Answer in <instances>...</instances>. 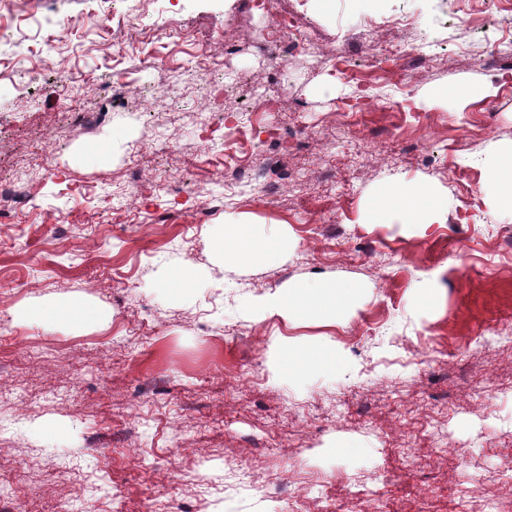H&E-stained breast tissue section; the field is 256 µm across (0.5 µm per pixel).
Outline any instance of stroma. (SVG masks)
<instances>
[{
	"label": "stroma",
	"instance_id": "obj_1",
	"mask_svg": "<svg viewBox=\"0 0 512 512\" xmlns=\"http://www.w3.org/2000/svg\"><path fill=\"white\" fill-rule=\"evenodd\" d=\"M279 2L301 19L281 67L274 19L248 0L0 10V181L23 172L38 188L0 223V488H25L15 512H304L310 497L322 512H479L490 498L512 512V215L467 192L512 146V72L494 57L512 0L498 21L478 0ZM403 14L418 26H395ZM412 42L435 57L390 79L382 47ZM107 81L115 99L98 95ZM360 93L363 111L345 112ZM257 96L277 111L249 113ZM87 111L106 118L84 128ZM231 122L251 161L271 150L262 126L291 131L285 195L225 191ZM387 184L430 186L448 212L370 223ZM228 218L287 250L224 263ZM186 264L201 287L163 289ZM318 280L362 287L336 322L245 310ZM73 301L99 319L24 317ZM297 348L336 361L292 374ZM313 474L351 497L301 485ZM425 485L439 494L417 497Z\"/></svg>",
	"mask_w": 512,
	"mask_h": 512
}]
</instances>
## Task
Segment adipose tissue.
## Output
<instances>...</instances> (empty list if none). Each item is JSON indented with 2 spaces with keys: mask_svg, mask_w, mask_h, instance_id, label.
<instances>
[{
  "mask_svg": "<svg viewBox=\"0 0 512 512\" xmlns=\"http://www.w3.org/2000/svg\"><path fill=\"white\" fill-rule=\"evenodd\" d=\"M447 208V198L428 187L409 185L381 193L373 202L372 214L378 224H432L440 220ZM215 249L223 259L243 264L265 261L278 253L280 247L254 238L249 225L228 222L222 237L215 242ZM359 294L357 286L320 280L289 287L284 294L251 299L247 308L257 316L278 313L332 322Z\"/></svg>",
  "mask_w": 512,
  "mask_h": 512,
  "instance_id": "ef3b65f1",
  "label": "adipose tissue"
}]
</instances>
